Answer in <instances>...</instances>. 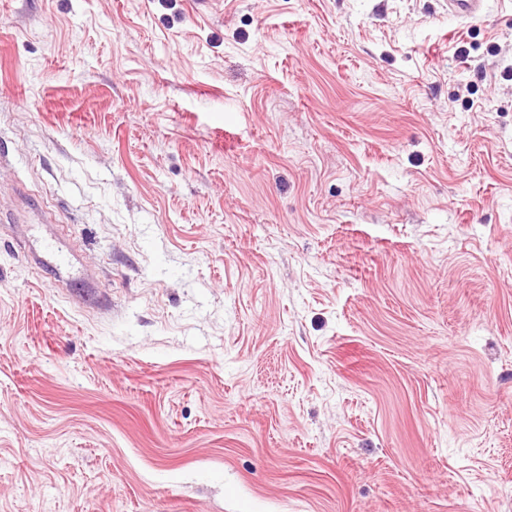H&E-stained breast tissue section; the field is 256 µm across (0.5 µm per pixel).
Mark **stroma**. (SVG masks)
Segmentation results:
<instances>
[{
  "mask_svg": "<svg viewBox=\"0 0 512 512\" xmlns=\"http://www.w3.org/2000/svg\"><path fill=\"white\" fill-rule=\"evenodd\" d=\"M0 512H512V0H0ZM485 0H448V15L458 20L478 17L484 7Z\"/></svg>",
  "mask_w": 512,
  "mask_h": 512,
  "instance_id": "1",
  "label": "stroma"
}]
</instances>
